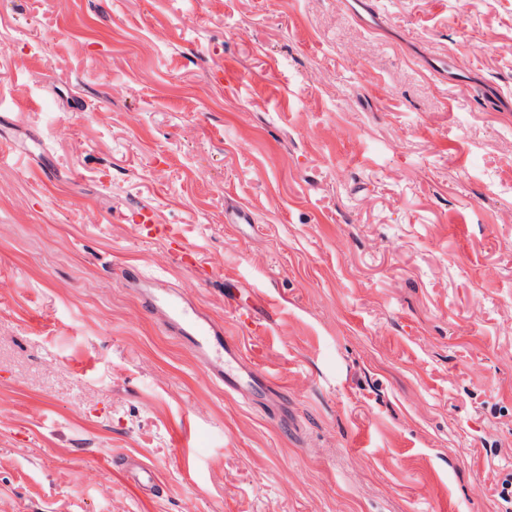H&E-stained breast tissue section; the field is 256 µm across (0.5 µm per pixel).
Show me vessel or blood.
I'll return each instance as SVG.
<instances>
[{
	"instance_id": "b4317fda",
	"label": "vessel or blood",
	"mask_w": 512,
	"mask_h": 512,
	"mask_svg": "<svg viewBox=\"0 0 512 512\" xmlns=\"http://www.w3.org/2000/svg\"><path fill=\"white\" fill-rule=\"evenodd\" d=\"M144 299L149 306L164 309L167 329L188 342L226 392L245 394L258 386L260 377L250 369L241 345L225 339L223 328L180 292L158 288L145 294ZM129 473L141 491L156 492V477L149 465L131 459Z\"/></svg>"
}]
</instances>
